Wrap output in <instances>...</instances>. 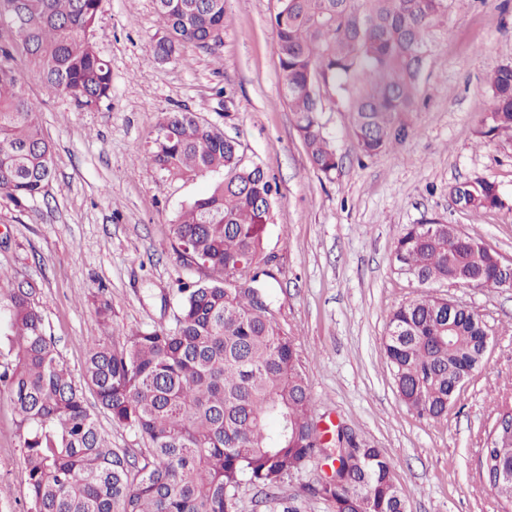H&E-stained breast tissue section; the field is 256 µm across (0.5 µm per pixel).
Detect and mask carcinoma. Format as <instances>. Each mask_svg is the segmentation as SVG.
<instances>
[{
	"instance_id": "obj_1",
	"label": "carcinoma",
	"mask_w": 512,
	"mask_h": 512,
	"mask_svg": "<svg viewBox=\"0 0 512 512\" xmlns=\"http://www.w3.org/2000/svg\"><path fill=\"white\" fill-rule=\"evenodd\" d=\"M103 0H0V193L23 206L45 195L53 147L16 67L21 58L48 89L80 108L112 90L109 61L90 39ZM456 0H275L273 27L282 97L314 169L329 179L338 157L323 100L343 103L358 150L376 155L405 136L423 60ZM164 35L153 58L176 62L188 46L223 45L224 0H155ZM493 106L477 134H512V66L489 78ZM164 177L218 173L210 191L171 225L187 266L210 268L181 283L170 327L114 329L88 341L81 381L47 335L39 288L0 274V326L10 358L0 362V396L16 417L27 475L28 512H236L239 488L262 487L280 512L285 479L325 459L332 476L304 488L330 512H404L391 459L351 431L325 448L294 337L276 318L264 255L279 187L242 144L195 112H166L145 153ZM470 211L503 205L497 187L473 179ZM422 286L468 275L494 287L498 252L452 224L405 226L393 250ZM484 324L471 311L448 318L446 299L425 295L390 314L383 351L402 403L439 421L484 362ZM112 426L143 448H114L85 388ZM480 469L500 512H512V435L491 429Z\"/></svg>"
}]
</instances>
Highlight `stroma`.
Masks as SVG:
<instances>
[{
  "label": "stroma",
  "instance_id": "stroma-1",
  "mask_svg": "<svg viewBox=\"0 0 512 512\" xmlns=\"http://www.w3.org/2000/svg\"><path fill=\"white\" fill-rule=\"evenodd\" d=\"M273 8L226 0L219 56L189 47L182 61L157 63L154 0H103L91 39L111 64L112 94L92 110L24 71L55 146V176L47 196L25 206L0 195V273L38 285L47 330L75 374L103 333L100 300L123 330L170 326L178 285L210 275L184 268L171 226L216 177L171 180L142 156L164 113H198L239 137L279 186L265 252L279 269L277 317L298 343L325 439L342 425L382 449L407 512H499L479 454L493 401L512 403V289L424 288L392 253L403 226L436 219L512 259V135H477L491 106L488 76L512 65V0H456L418 99L399 116L406 135L390 150L362 157L350 113L327 109L340 157L329 178L313 169L281 96ZM477 177L497 185L504 208L455 205L451 189ZM428 293L473 311L490 334L485 363L440 421L400 401L381 344L393 308ZM25 502L14 415L0 401V512H24Z\"/></svg>",
  "mask_w": 512,
  "mask_h": 512
}]
</instances>
